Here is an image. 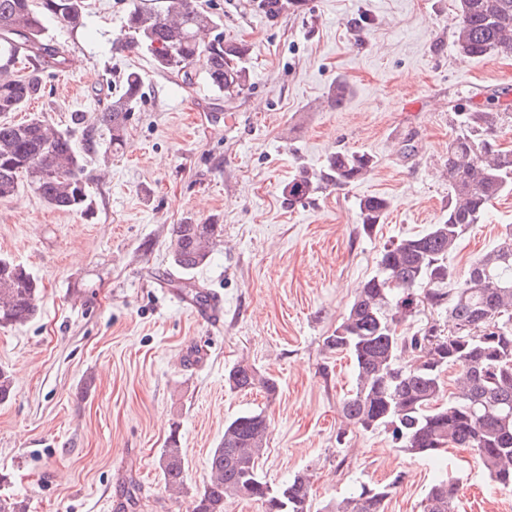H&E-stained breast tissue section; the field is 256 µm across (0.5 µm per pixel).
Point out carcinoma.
Segmentation results:
<instances>
[{
	"label": "carcinoma",
	"instance_id": "carcinoma-1",
	"mask_svg": "<svg viewBox=\"0 0 512 512\" xmlns=\"http://www.w3.org/2000/svg\"><path fill=\"white\" fill-rule=\"evenodd\" d=\"M295 0H252L266 18H279ZM86 0H0V198L27 185L55 209L87 213L92 200L84 177V157L75 132L92 149L105 130L113 151L126 143L131 116L144 94V78L126 71L112 102L89 121L83 112L71 125L52 127L34 114L17 123L15 112L44 95L46 70H60L66 49L49 39L50 15L72 30L83 26ZM454 32L458 51L472 58L512 55V0H459ZM224 24L197 0H133L120 34L112 42L119 52L150 54L156 70L192 84L202 76L226 98L249 83V47L224 39ZM27 73H21L20 65ZM349 86L339 81L328 103L341 108ZM507 115L495 98L471 112L455 113L457 131L448 142V214L425 232L403 238L382 250L376 273L367 279L333 334L330 352L347 353L356 369V388L342 402L347 422L361 431L385 429L412 456L432 457L449 446L472 450L499 488L512 489V231L490 251L474 259L464 276L448 262L458 243L481 223L488 207L512 191V150L500 147L498 125ZM374 164L365 153L339 151L317 171L299 168L283 188L288 205L306 204L317 194L346 188ZM389 202L381 196L359 200L364 229L383 221ZM224 234L222 224H175L172 227L168 285L196 295L204 291L187 275L204 266ZM38 280L24 267L0 258V327L30 322L37 313ZM426 308L448 315V330L434 324L409 334L403 326ZM416 356L401 364L404 354ZM460 373L446 391L443 374ZM233 391L260 384L267 394L276 383L248 364L228 371ZM268 436L263 413L231 420L208 458V480L190 501L189 512H224L228 498L259 501L265 512H311V476L298 473L271 484L259 474L257 460ZM159 467L165 488L186 492L182 449L170 437ZM395 483H362L349 496L316 512H385ZM459 482L438 475L423 498V512H454Z\"/></svg>",
	"mask_w": 512,
	"mask_h": 512
}]
</instances>
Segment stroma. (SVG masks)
I'll list each match as a JSON object with an SVG mask.
<instances>
[{
	"mask_svg": "<svg viewBox=\"0 0 512 512\" xmlns=\"http://www.w3.org/2000/svg\"><path fill=\"white\" fill-rule=\"evenodd\" d=\"M84 25L47 20L70 63L45 73L29 111L65 128L71 113L110 103L125 71H140L145 97L126 145L107 137L89 153V215L48 207L20 189L0 199V257L41 284L29 323L0 327V368L14 393L0 403V492L28 512H187L224 426L250 412L269 422L258 460L277 484L312 476L313 498L345 497L360 483H394L387 512H421L436 472L460 483L454 512H512L464 448L438 460L407 455L390 432L348 426L355 388L348 354L323 341L383 248L441 223L444 167L455 115L492 96L512 104V55L472 59L454 45L457 0H303L277 21L250 0H197L219 16L225 39L249 47L250 86L228 100L204 80L185 85L147 54L116 53L130 0H88ZM346 80L342 109L327 94ZM374 155L351 186L287 207L281 191L299 167L335 151ZM389 202L363 231L358 201ZM224 227L197 284L224 298V321L200 322L161 274L173 225ZM512 230V193L493 201L450 262L457 273ZM274 378L277 393L230 390L237 364ZM183 450L187 488L164 487L159 457L169 437Z\"/></svg>",
	"mask_w": 512,
	"mask_h": 512,
	"instance_id": "35a3bbf8",
	"label": "stroma"
}]
</instances>
